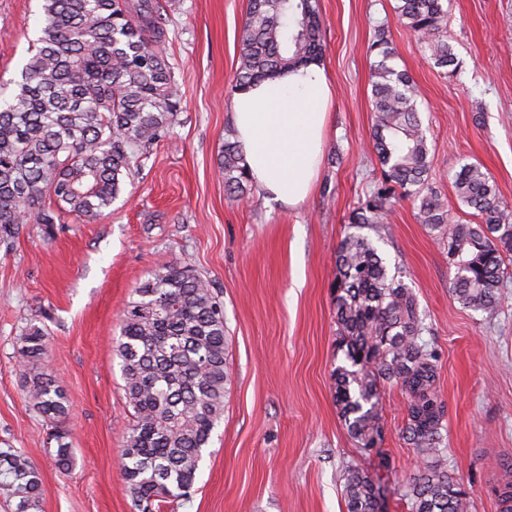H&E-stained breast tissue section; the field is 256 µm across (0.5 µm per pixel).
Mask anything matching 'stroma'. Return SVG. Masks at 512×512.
Segmentation results:
<instances>
[{
    "mask_svg": "<svg viewBox=\"0 0 512 512\" xmlns=\"http://www.w3.org/2000/svg\"><path fill=\"white\" fill-rule=\"evenodd\" d=\"M168 61L181 95L169 139L151 146L111 208L87 221L21 225L0 243V448L25 449L42 475L36 512H135L117 464L131 420L114 353L120 316L155 266L176 262L213 285L224 305L231 376L224 418L190 499L169 512H346L345 468L381 486L382 512H411L402 484L423 462L402 436L407 398L380 390L390 459L357 448L336 404L333 310L336 249L349 217L381 178L372 148V63L384 29L393 64L413 78L427 129L429 182L449 215L476 223L453 178L481 165L512 208V0H448L441 37L459 65L443 74L394 12L395 0H319L335 88L317 187L302 204L270 200L256 183L224 188L218 157L233 131L231 88L248 0H159ZM41 0H0V90L14 82L37 36ZM390 271L426 315L438 360L448 474L469 512H500L512 487V278L498 310L464 307L436 230L412 199L394 198L383 231L366 227ZM50 343L49 366L69 398L71 473L47 451V425L16 367L30 326Z\"/></svg>",
    "mask_w": 512,
    "mask_h": 512,
    "instance_id": "1",
    "label": "stroma"
}]
</instances>
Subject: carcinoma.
<instances>
[{
	"mask_svg": "<svg viewBox=\"0 0 512 512\" xmlns=\"http://www.w3.org/2000/svg\"><path fill=\"white\" fill-rule=\"evenodd\" d=\"M445 2L395 0L394 6L434 65L444 69L456 65L452 47L439 37ZM167 39L158 0H41V26L17 91L0 102V242H9L21 224L103 215L138 169L137 159L170 137L181 98L165 54ZM323 51L318 0H249L235 88ZM369 53L377 57L372 136L382 182L350 223L360 229L382 224L392 198H413L420 223L448 225L455 299L493 312L507 275L503 254L512 253V211L491 177L470 163L453 185L481 223L451 221L429 184L430 149L414 81L390 65L394 52L384 29L377 30ZM219 164L225 187L244 192L250 174L238 142L224 140ZM47 198L54 205L45 204ZM336 271L337 348L350 366L336 369L335 390L348 432L362 451H371L382 439L380 388L400 387L408 400L403 433L424 461L404 482L411 512H467L440 448L445 409L436 391L438 364L422 341L416 295L360 234L339 244ZM133 295L115 345L132 409L121 471L138 512H162L188 497L224 416L230 376L224 308L208 281L174 262L158 265ZM48 361L46 334L29 328L17 357L26 397L58 424L68 419L70 404ZM50 437L57 468L70 471L74 455L66 433L57 429ZM41 492V474L26 451H0V495L17 500L16 512H30ZM345 503L347 512H380V491L368 472L346 469Z\"/></svg>",
	"mask_w": 512,
	"mask_h": 512,
	"instance_id": "1",
	"label": "carcinoma"
}]
</instances>
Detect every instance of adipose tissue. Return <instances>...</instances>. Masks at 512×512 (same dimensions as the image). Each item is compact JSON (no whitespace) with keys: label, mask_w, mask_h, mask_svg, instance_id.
<instances>
[{"label":"adipose tissue","mask_w":512,"mask_h":512,"mask_svg":"<svg viewBox=\"0 0 512 512\" xmlns=\"http://www.w3.org/2000/svg\"><path fill=\"white\" fill-rule=\"evenodd\" d=\"M333 100L319 58L234 92L231 118L247 169L273 200L294 207L311 194Z\"/></svg>","instance_id":"obj_1"}]
</instances>
